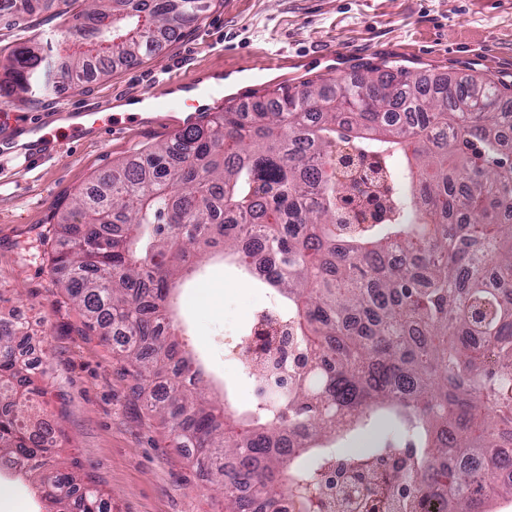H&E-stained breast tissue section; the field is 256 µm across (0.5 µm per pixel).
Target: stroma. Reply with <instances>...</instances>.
Instances as JSON below:
<instances>
[{"label":"stroma","mask_w":512,"mask_h":512,"mask_svg":"<svg viewBox=\"0 0 512 512\" xmlns=\"http://www.w3.org/2000/svg\"><path fill=\"white\" fill-rule=\"evenodd\" d=\"M285 57L266 71L261 61ZM395 63L409 75L474 73L512 90V0H214L178 39L162 41L135 66H114L102 79L63 85L30 101L0 102V137L13 126L59 124L78 108H110L131 92H173L189 78H227V93L310 79L339 80L368 64ZM179 112L146 120L102 139L61 145L39 157L0 154V298L41 335L46 356L39 414L59 422L62 461H77L112 512H224V496L163 428L128 394L122 363L98 337L85 335L57 286L45 240L55 209L125 157L165 142L180 129ZM268 289L216 260L205 281L181 292L193 325L188 342L241 406L260 402V384L224 345L250 328L270 303Z\"/></svg>","instance_id":"obj_1"}]
</instances>
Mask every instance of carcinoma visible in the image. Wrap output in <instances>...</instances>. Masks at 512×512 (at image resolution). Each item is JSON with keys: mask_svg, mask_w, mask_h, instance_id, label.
Here are the masks:
<instances>
[{"mask_svg": "<svg viewBox=\"0 0 512 512\" xmlns=\"http://www.w3.org/2000/svg\"><path fill=\"white\" fill-rule=\"evenodd\" d=\"M57 51L36 38L0 55V97L28 99L98 62L136 63L211 0H60ZM46 0H7L14 26ZM402 169L393 158L406 152ZM370 147L396 175L379 221L346 224L347 149ZM50 254L87 332L125 363L174 447L215 479L226 512H317L325 451L392 426L408 464L398 483L420 512H487L493 471L512 468V98L484 79L413 78L365 67L208 112L139 159L112 166L56 212ZM223 253L287 299L301 352L288 385L245 428L184 355L169 299ZM34 337L0 318V465L52 484L49 512H109L70 470L47 468L32 428Z\"/></svg>", "mask_w": 512, "mask_h": 512, "instance_id": "obj_1", "label": "carcinoma"}]
</instances>
